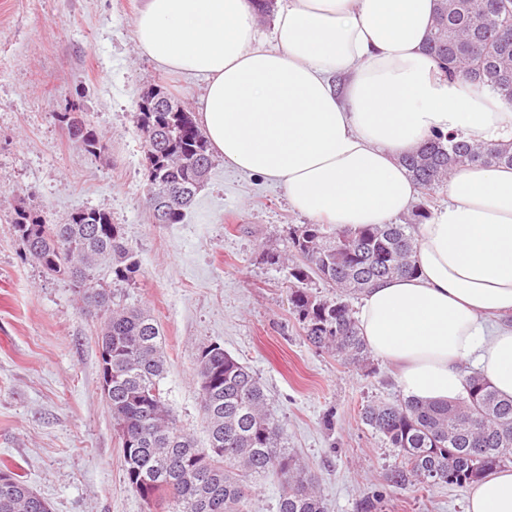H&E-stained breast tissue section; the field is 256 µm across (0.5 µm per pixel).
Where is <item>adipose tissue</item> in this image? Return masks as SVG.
Returning a JSON list of instances; mask_svg holds the SVG:
<instances>
[{
    "label": "adipose tissue",
    "instance_id": "obj_1",
    "mask_svg": "<svg viewBox=\"0 0 512 512\" xmlns=\"http://www.w3.org/2000/svg\"><path fill=\"white\" fill-rule=\"evenodd\" d=\"M434 11L289 0L269 47L248 0H143L133 28L160 69L204 80L197 120L225 165L342 229L411 209L418 189L398 158L434 132L512 141V106L449 81L424 52ZM447 195L416 227V274L367 288L355 319L406 396L456 400L471 366L512 398V168L462 169ZM466 512H512V465L468 486Z\"/></svg>",
    "mask_w": 512,
    "mask_h": 512
}]
</instances>
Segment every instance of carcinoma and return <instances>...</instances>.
<instances>
[{
  "label": "carcinoma",
  "instance_id": "1",
  "mask_svg": "<svg viewBox=\"0 0 512 512\" xmlns=\"http://www.w3.org/2000/svg\"><path fill=\"white\" fill-rule=\"evenodd\" d=\"M426 51L448 79L512 105V0H436ZM58 118L87 153L105 150L83 113ZM137 124L144 134L164 129L161 142L144 145L147 201L154 211L157 190L175 188L162 223L179 224L199 191L200 174L211 172L208 142L190 111H139ZM401 162L421 193L411 221L339 231L314 222L288 236L290 310L312 345L358 368L369 365V350L348 298L380 279L414 274L413 228L428 217L437 189L473 164L512 166V142L472 144L455 132L436 133ZM10 224L29 256L46 273L68 278L94 308L99 352L109 355L112 386L105 403L121 443L124 481L147 505L161 500L165 512H252L253 490L245 478L272 473L282 485L277 512H325L307 466L285 448L283 426L269 411L256 374L221 346H205L197 357L208 447H197L177 427L161 389L167 359L156 320L140 306L112 307L95 287L94 271L103 262L112 264L119 281L139 271L111 213L86 208L51 224L20 207ZM316 281L331 292L312 291ZM466 383L467 395L455 401L406 397L362 408V421L397 452L389 486L464 488L512 462V399L476 372ZM0 471L10 473V483L0 485V512H50L19 474L7 466Z\"/></svg>",
  "mask_w": 512,
  "mask_h": 512
}]
</instances>
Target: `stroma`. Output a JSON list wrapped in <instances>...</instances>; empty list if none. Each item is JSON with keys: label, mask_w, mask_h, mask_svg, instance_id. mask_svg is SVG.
Wrapping results in <instances>:
<instances>
[{"label": "stroma", "mask_w": 512, "mask_h": 512, "mask_svg": "<svg viewBox=\"0 0 512 512\" xmlns=\"http://www.w3.org/2000/svg\"><path fill=\"white\" fill-rule=\"evenodd\" d=\"M141 0H0V464L52 512H148L125 483L100 391L95 318L69 280L46 274L13 234L22 207L64 223L111 213L137 254L130 281L95 271L114 302L147 308L167 357L161 382L176 425L206 447L196 361L210 344L252 368L286 443L314 475L326 512H465L466 492L388 486L397 456L360 417L402 398L393 368L345 364L303 336L288 300L290 228L305 223L283 186L214 158L183 223H153L146 204L137 103L159 85L197 110L203 83L159 69L138 50ZM84 112L106 136L93 156L56 115Z\"/></svg>", "instance_id": "1"}]
</instances>
